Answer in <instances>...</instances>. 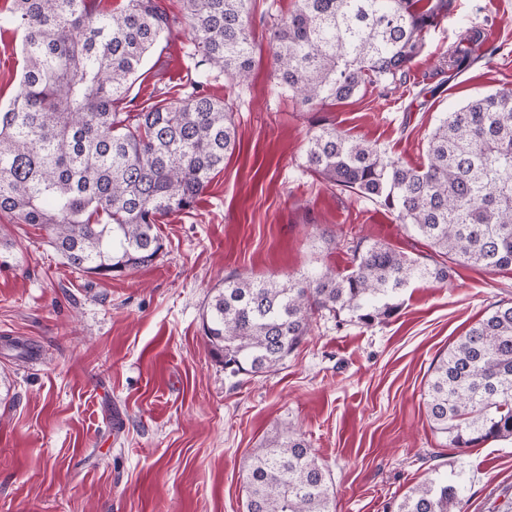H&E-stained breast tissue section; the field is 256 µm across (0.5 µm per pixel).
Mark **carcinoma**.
I'll use <instances>...</instances> for the list:
<instances>
[{
	"mask_svg": "<svg viewBox=\"0 0 512 512\" xmlns=\"http://www.w3.org/2000/svg\"><path fill=\"white\" fill-rule=\"evenodd\" d=\"M190 19L192 91L177 103L115 112L171 27L157 0H13L24 69L0 107V214L46 229L71 268L101 278L145 267L162 253L160 218L189 214L238 145L233 113L201 91L213 73L238 83L254 64L250 0H183ZM448 18V0H298L272 30L279 84L311 107L403 77L425 35ZM468 32L450 55L462 73L481 61ZM306 165L342 192L368 198L429 240L430 268L382 244L352 247L346 273L313 279L227 276L203 308L201 328L231 376L282 365L326 311L383 322L414 280L443 282L454 267L512 268V89L477 96L431 132L426 163L390 160L376 145L321 125ZM442 446L512 438V305L459 336L432 368L424 394ZM246 512H331L324 466L287 430L250 455ZM458 476L418 484L394 512H461Z\"/></svg>",
	"mask_w": 512,
	"mask_h": 512,
	"instance_id": "obj_1",
	"label": "carcinoma"
}]
</instances>
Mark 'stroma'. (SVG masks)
<instances>
[{"mask_svg": "<svg viewBox=\"0 0 512 512\" xmlns=\"http://www.w3.org/2000/svg\"><path fill=\"white\" fill-rule=\"evenodd\" d=\"M159 3L171 28L114 111L176 101L196 75L182 0ZM294 7L252 0L248 81L205 88L232 105L238 148L192 213L160 220L165 250L152 265L79 274L40 226L0 214V512H244L253 448L286 429L325 467L333 512H393L450 469L463 474V512L512 501V439L442 447L423 402L440 354L512 303V269L413 281L397 314L372 326L315 317L285 364L260 376H230L211 355L201 314L228 274L344 272L355 238L439 260L375 202L308 170L318 119L416 167L445 113L512 88V0H452L401 81L309 108L279 85L270 51L274 23ZM471 26L492 60L450 76L448 52ZM23 67L19 33L1 27V106Z\"/></svg>", "mask_w": 512, "mask_h": 512, "instance_id": "35a3bbf8", "label": "stroma"}]
</instances>
